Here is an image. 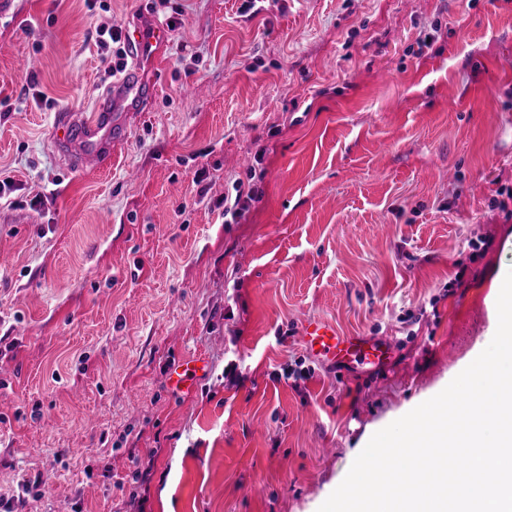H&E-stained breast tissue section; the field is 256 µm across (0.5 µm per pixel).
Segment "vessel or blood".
Here are the masks:
<instances>
[{"label": "vessel or blood", "mask_w": 512, "mask_h": 512, "mask_svg": "<svg viewBox=\"0 0 512 512\" xmlns=\"http://www.w3.org/2000/svg\"><path fill=\"white\" fill-rule=\"evenodd\" d=\"M105 107V102L101 101L89 113L56 117L52 145L63 146L77 134L82 138L83 158L98 160L102 157L103 147L113 148L123 144L124 138L114 128L112 116L106 112ZM302 340L307 352L315 360L339 367H348L357 361L377 366L390 350L387 340L344 335L332 323L320 319L304 322ZM206 371L204 359H193L191 366L171 374L169 384L176 390L187 388L189 382L203 376Z\"/></svg>", "instance_id": "1"}]
</instances>
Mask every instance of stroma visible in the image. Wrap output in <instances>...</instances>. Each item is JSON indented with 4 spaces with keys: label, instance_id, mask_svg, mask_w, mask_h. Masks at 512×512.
<instances>
[{
    "label": "stroma",
    "instance_id": "stroma-1",
    "mask_svg": "<svg viewBox=\"0 0 512 512\" xmlns=\"http://www.w3.org/2000/svg\"><path fill=\"white\" fill-rule=\"evenodd\" d=\"M108 4L0 0V502L30 479L23 512H121L148 456L145 512H318L490 342L512 0ZM103 24L167 36L122 149L72 168L47 137L106 91ZM238 182L262 196L228 224ZM310 318L388 340L385 363L312 360ZM190 364L192 365L189 366ZM180 367L182 365L178 366L169 378V385L175 390L188 388L194 379L203 376L207 371L206 361L203 358L191 360L182 370H179Z\"/></svg>",
    "mask_w": 512,
    "mask_h": 512
}]
</instances>
